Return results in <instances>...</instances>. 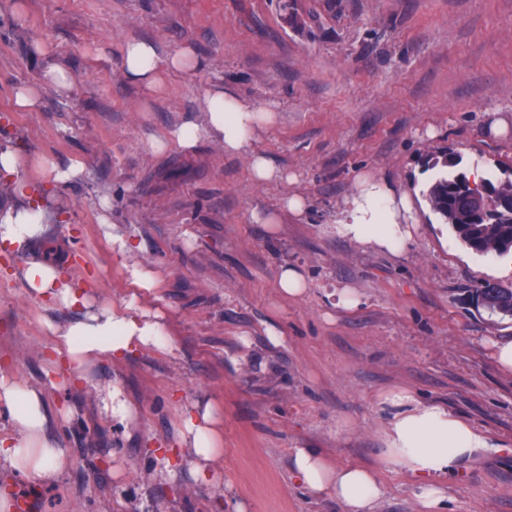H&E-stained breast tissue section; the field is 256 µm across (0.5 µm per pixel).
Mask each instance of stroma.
Instances as JSON below:
<instances>
[{
    "label": "stroma",
    "mask_w": 512,
    "mask_h": 512,
    "mask_svg": "<svg viewBox=\"0 0 512 512\" xmlns=\"http://www.w3.org/2000/svg\"><path fill=\"white\" fill-rule=\"evenodd\" d=\"M306 26L283 23L278 0H0V143L25 160L81 163L82 175L47 195L50 219L24 252L0 254V372L40 389L57 412L50 432L67 450L57 481L0 469V495L35 499V512H343L313 499L293 475L292 451L316 448L334 464L378 468L375 512H422L407 470L382 462L403 388L481 431L489 446L445 476V512H512V372L498 365L512 317L476 306L471 292L512 284L497 254L467 248L430 208L426 191L459 163L512 174V0H298ZM160 56L188 48L205 69L170 74L162 93L128 82L127 40ZM45 45L72 78L37 112L13 90L37 83ZM219 81L273 113L252 143L288 174L259 183L246 155L207 140L158 152L156 140L203 125V93ZM454 165L429 167L441 155ZM376 176L415 199L413 237L400 254L337 236L343 199ZM304 214L282 206L288 194ZM108 223H100V215ZM273 223H265V216ZM134 244L121 253L112 235ZM53 250L89 281L94 307L120 306L127 268L149 266L139 299L167 325V349L79 374L53 364L58 333L79 315L27 287L29 261ZM307 290L280 295L281 265ZM349 288L359 304L336 305ZM275 324L284 337L272 344ZM119 388L133 408L112 422L103 399ZM214 404L224 456L211 481L182 464V405Z\"/></svg>",
    "instance_id": "obj_1"
}]
</instances>
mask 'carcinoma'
I'll return each mask as SVG.
<instances>
[{
  "instance_id": "1",
  "label": "carcinoma",
  "mask_w": 512,
  "mask_h": 512,
  "mask_svg": "<svg viewBox=\"0 0 512 512\" xmlns=\"http://www.w3.org/2000/svg\"><path fill=\"white\" fill-rule=\"evenodd\" d=\"M279 9L283 19L294 30L304 26L297 0H282ZM465 175L441 177L427 191L432 210L450 225L458 238L472 251L479 254L502 253L512 242V207L497 209L493 233L478 224L469 223V202L466 200ZM484 308L503 316H512V288L494 286L485 293Z\"/></svg>"
}]
</instances>
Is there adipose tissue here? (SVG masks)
<instances>
[{"mask_svg":"<svg viewBox=\"0 0 512 512\" xmlns=\"http://www.w3.org/2000/svg\"><path fill=\"white\" fill-rule=\"evenodd\" d=\"M41 55L46 62L40 83L14 89L13 101L19 110L39 111L42 88L65 92L72 86L70 75L49 62V50H42ZM201 66V61L187 50L160 58L145 40H128L122 49L125 77L152 94L164 90L166 74L189 73ZM205 105L204 125L178 128L169 140L155 142V150L163 151L171 144L190 149L204 137L225 152L249 153L257 182L284 180V173L268 158L249 151L256 129L271 120L268 111L255 108L220 84L207 90ZM22 166L21 157L0 144V178L13 181L20 198L17 204L0 207V246L17 251L40 234L46 221L44 210L36 203L41 181H17ZM413 220V204L408 195L396 192L386 182L362 177L340 207L336 233L365 247L397 253L412 237ZM24 279L37 297L84 309V317L71 322L60 335L58 352L72 368L82 367L94 356L119 359L137 348L162 350L169 346L159 315L139 310L132 301L120 308L91 310L88 294L64 284L62 271L51 263L30 262ZM383 402L395 410L385 431L384 465L404 467L413 475L423 512H442L445 496L440 478L461 460L487 447V439L447 406L416 402L406 390L389 392ZM0 416L7 419L11 429L9 436L0 439V463L40 484L55 480L66 451L49 434L51 411L41 392L0 373ZM219 422L212 404L192 403L183 410L179 434L187 450L186 463L194 475L209 476L222 457ZM294 472L309 494L336 499L343 512H373L382 495L376 469L331 465L314 448L295 449Z\"/></svg>","mask_w":512,"mask_h":512,"instance_id":"1","label":"adipose tissue"}]
</instances>
